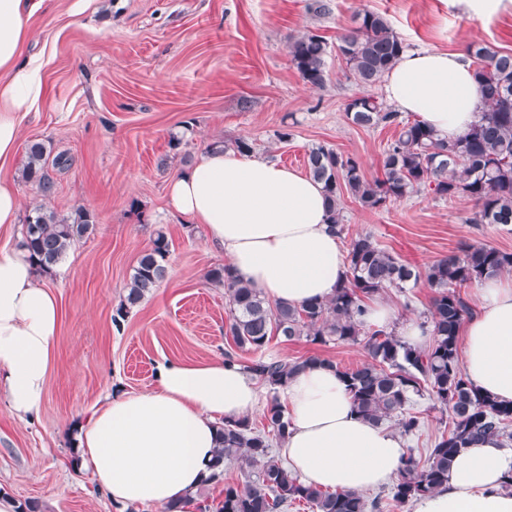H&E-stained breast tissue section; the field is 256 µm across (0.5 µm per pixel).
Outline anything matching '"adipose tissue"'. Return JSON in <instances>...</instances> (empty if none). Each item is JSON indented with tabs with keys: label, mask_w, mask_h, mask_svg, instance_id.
<instances>
[{
	"label": "adipose tissue",
	"mask_w": 512,
	"mask_h": 512,
	"mask_svg": "<svg viewBox=\"0 0 512 512\" xmlns=\"http://www.w3.org/2000/svg\"><path fill=\"white\" fill-rule=\"evenodd\" d=\"M42 0H0V164L13 160L19 116L43 99V63L20 61L28 21ZM385 97L440 138L455 141L483 110L475 70L459 52L407 51L386 74ZM178 214L203 225L234 274L274 302L322 301L344 279L347 261L327 218L323 185L268 157L214 149L167 186ZM20 200L0 181V394L20 419L37 416L53 368L58 300L38 283L27 250L10 246ZM477 314L461 328L460 360L483 393L512 403V277L484 280L474 292ZM376 328L397 327L426 346L430 328L400 320L375 300L365 315ZM288 412L283 454L304 484L362 492L397 475L407 446L384 425L359 416L340 375L315 364L294 375L280 394ZM257 378L236 363L165 360L145 392L110 396L80 424L79 463L112 502L186 506L209 473L224 421L249 416L261 403ZM512 448L488 437L455 458L446 489L417 500L413 512H512Z\"/></svg>",
	"instance_id": "ef3b65f1"
}]
</instances>
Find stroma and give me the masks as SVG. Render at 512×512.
Returning <instances> with one entry per match:
<instances>
[{
  "mask_svg": "<svg viewBox=\"0 0 512 512\" xmlns=\"http://www.w3.org/2000/svg\"><path fill=\"white\" fill-rule=\"evenodd\" d=\"M308 0H46L29 21L21 59L43 62L45 97L23 117L14 161L0 168L22 210L37 202L20 175L31 141L69 152L75 164L56 174L49 202L57 215L84 206L97 215L44 280L60 300L56 359L44 406L21 420L0 398V496L38 501L41 512H121L73 462L71 429L116 391L156 383L158 361H203L232 352L239 364L254 353L230 350V312L223 289L205 275L225 259L200 225L168 205L169 181L210 143L249 140L253 153L304 170L308 150L325 144L356 156L368 178L383 173L390 126L364 129L346 117L360 86L337 56L327 59L324 87L307 85L288 58L289 40L312 30L329 43L368 9L387 17L411 50L467 53L481 44L512 52V12L480 20L448 0H331L317 17ZM290 127L280 143L275 133ZM180 138L172 148L171 138ZM341 244L370 234L381 247L423 267L467 242L512 252V225L474 224L473 203L443 200L423 189L369 210L343 196ZM170 242L167 275L121 323L112 320L140 255L156 229ZM431 288L389 290L382 301L401 319L427 320ZM264 357L310 356L343 367L363 363L362 345L324 346L272 339Z\"/></svg>",
  "mask_w": 512,
  "mask_h": 512,
  "instance_id": "35a3bbf8",
  "label": "stroma"
}]
</instances>
